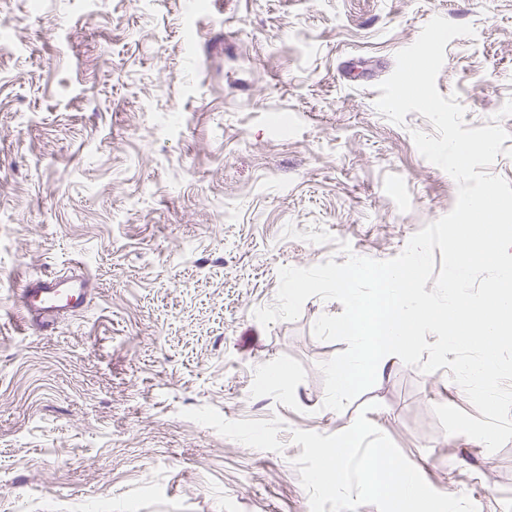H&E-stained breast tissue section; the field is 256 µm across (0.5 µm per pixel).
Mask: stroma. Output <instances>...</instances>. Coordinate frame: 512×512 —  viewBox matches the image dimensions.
<instances>
[{
  "instance_id": "1",
  "label": "stroma",
  "mask_w": 512,
  "mask_h": 512,
  "mask_svg": "<svg viewBox=\"0 0 512 512\" xmlns=\"http://www.w3.org/2000/svg\"><path fill=\"white\" fill-rule=\"evenodd\" d=\"M436 16L475 31L439 92L512 148V0H0V512H310L292 432L362 411L433 489L512 512V441L435 417L475 412L447 369L392 358L336 412L319 365L347 345L313 325L342 305L254 317L279 268L393 258L453 209L432 124L375 107ZM74 260L88 306L29 329L16 288Z\"/></svg>"
}]
</instances>
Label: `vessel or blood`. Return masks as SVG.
I'll use <instances>...</instances> for the list:
<instances>
[{"label":"vessel or blood","instance_id":"1","mask_svg":"<svg viewBox=\"0 0 512 512\" xmlns=\"http://www.w3.org/2000/svg\"><path fill=\"white\" fill-rule=\"evenodd\" d=\"M88 293L86 280L78 275L50 273L25 281L14 302L26 312L32 328L47 332L59 318L86 308Z\"/></svg>","mask_w":512,"mask_h":512}]
</instances>
